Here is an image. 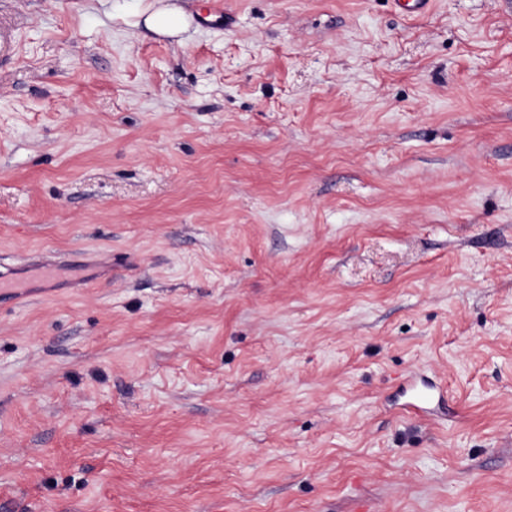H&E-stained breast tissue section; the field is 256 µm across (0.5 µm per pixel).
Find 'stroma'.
<instances>
[{
  "instance_id": "stroma-1",
  "label": "stroma",
  "mask_w": 512,
  "mask_h": 512,
  "mask_svg": "<svg viewBox=\"0 0 512 512\" xmlns=\"http://www.w3.org/2000/svg\"><path fill=\"white\" fill-rule=\"evenodd\" d=\"M207 3L0 0V512H512V0ZM145 23L154 31L171 35L181 32L187 24L179 11L169 7L155 9L145 18ZM406 386L412 392V402L409 403V406L414 409V415L420 418L418 411H424L426 409L425 405H428L436 398L435 386L431 383L423 382V387L418 388L414 378L408 379Z\"/></svg>"
}]
</instances>
